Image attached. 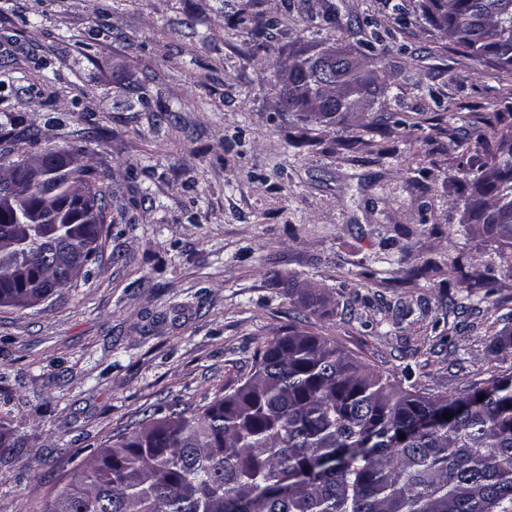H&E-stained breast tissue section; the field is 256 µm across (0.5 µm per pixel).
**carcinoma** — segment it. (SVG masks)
I'll return each mask as SVG.
<instances>
[{
	"label": "carcinoma",
	"instance_id": "carcinoma-1",
	"mask_svg": "<svg viewBox=\"0 0 512 512\" xmlns=\"http://www.w3.org/2000/svg\"><path fill=\"white\" fill-rule=\"evenodd\" d=\"M421 7L466 55L512 77V0ZM346 53L326 69L307 50L275 59L284 106L322 124L361 110L379 89L376 71ZM509 125L512 112L485 118L474 143L484 157L472 179L479 197L468 204L469 223L503 252H512V155L501 153ZM25 138L17 123L0 139L5 179L22 182L39 163L59 209L33 191L27 210L44 222L23 234L19 215L0 210V306L16 309L95 263L104 225L90 211H105L96 171L66 162L82 142L68 154L31 155L18 144ZM449 405L452 419L415 427ZM70 473L43 512H512V375L459 396H424L292 326L223 397L193 413L172 406Z\"/></svg>",
	"mask_w": 512,
	"mask_h": 512
}]
</instances>
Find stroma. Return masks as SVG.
I'll use <instances>...</instances> for the list:
<instances>
[{
    "instance_id": "obj_1",
    "label": "stroma",
    "mask_w": 512,
    "mask_h": 512,
    "mask_svg": "<svg viewBox=\"0 0 512 512\" xmlns=\"http://www.w3.org/2000/svg\"><path fill=\"white\" fill-rule=\"evenodd\" d=\"M420 4L0 0V57L22 74L0 86V125L24 115L41 150L99 126L80 161L108 204L89 278L0 307V425L15 443L0 456V512H40L71 457L156 409L223 396L291 326L429 395L512 374V255L468 224L457 148L512 82ZM243 13L268 22L265 36L249 37ZM328 42L387 77L369 109L394 125L284 111L275 58ZM403 251L430 264L426 277L408 276ZM484 266L496 292L479 312H448L462 272Z\"/></svg>"
}]
</instances>
